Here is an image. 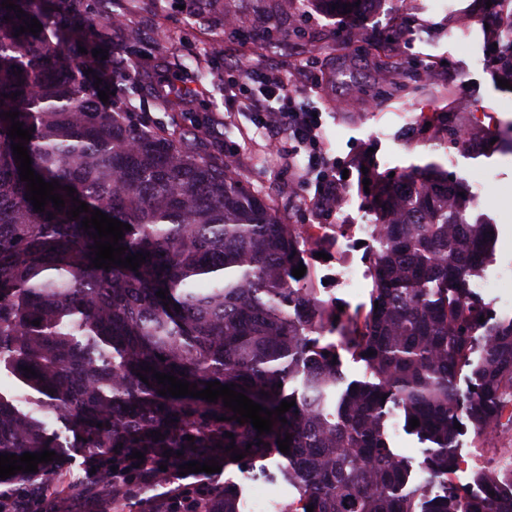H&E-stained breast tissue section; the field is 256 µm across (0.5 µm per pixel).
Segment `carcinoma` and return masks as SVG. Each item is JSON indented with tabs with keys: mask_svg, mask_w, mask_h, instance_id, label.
<instances>
[{
	"mask_svg": "<svg viewBox=\"0 0 512 512\" xmlns=\"http://www.w3.org/2000/svg\"><path fill=\"white\" fill-rule=\"evenodd\" d=\"M9 2L24 14L0 7V368L29 393H0V455L55 447L37 409L74 418L81 447L106 450L117 468L134 451L154 470L167 451L228 462L231 445L248 464L279 452L289 433L283 476L299 490L290 512H512V448H486L495 466L476 473L481 497L450 480L454 422L483 438L504 419L512 426V318L495 316L470 288L492 252L493 225L469 223L462 204L448 210L457 195L448 171L431 162L377 186L370 308L337 321L292 275L304 246L296 228L228 170L222 152L187 138L176 118L154 127L97 109L98 90L69 49L114 19L85 15L84 0ZM32 18L43 30L15 35ZM121 52L143 70L137 34L122 36ZM9 111L33 129L24 142L32 168L61 185L65 206L34 210L11 148L20 139L1 117ZM65 186L89 212L69 219ZM94 209L131 226L119 245L149 254L137 270L92 265L95 229L82 220ZM343 352L368 376L342 390ZM146 365L154 371L144 383ZM25 366L36 375L25 377ZM156 371L199 390L234 383L270 410L295 406L259 435L221 399L159 395ZM394 407L419 420L413 432L429 444L428 479L413 487L389 442ZM199 497V512H239L226 485Z\"/></svg>",
	"mask_w": 512,
	"mask_h": 512,
	"instance_id": "1",
	"label": "carcinoma"
}]
</instances>
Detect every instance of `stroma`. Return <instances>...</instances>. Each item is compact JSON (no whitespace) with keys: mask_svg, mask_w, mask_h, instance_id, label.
Instances as JSON below:
<instances>
[{"mask_svg":"<svg viewBox=\"0 0 512 512\" xmlns=\"http://www.w3.org/2000/svg\"><path fill=\"white\" fill-rule=\"evenodd\" d=\"M88 9L109 10L145 40L159 42L173 68L219 51L228 63L240 59L279 70L296 88L300 105L320 113L322 150L366 168L365 180L351 178L343 189L352 205L342 217L312 209L315 178L306 154L272 148L244 103L225 99L223 73L209 74L192 94L171 99L186 122H198L200 136L221 146L225 160L238 163L240 177L284 223H374L365 181L434 161L446 165L454 181L484 184L473 215L496 222L489 271L512 266V152L490 145L512 137V90L497 84L501 74L489 39L490 30L512 28V13L489 9L485 0H373L362 13L340 20L324 15L316 0H160L155 7L147 0H88ZM431 60L440 67L422 78ZM436 112L454 113L468 133L464 143L446 148L438 134L424 131ZM337 257L335 237L313 240L305 277L344 319L368 303L369 291L351 294L325 283ZM53 427L58 447L51 467L62 478V491L67 482L82 481L89 452L81 448L74 422L59 418ZM457 454L452 479L463 486L491 463L470 429L459 436ZM285 465L274 454L243 467L228 463L217 473H189L181 481L225 482L243 494L260 478L294 499L298 490L283 479Z\"/></svg>","mask_w":512,"mask_h":512,"instance_id":"stroma-1","label":"stroma"}]
</instances>
